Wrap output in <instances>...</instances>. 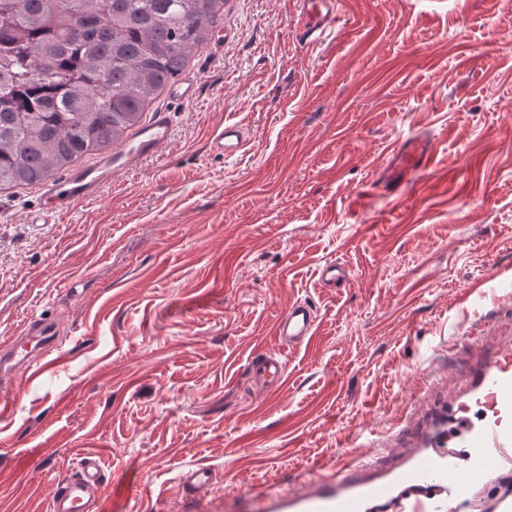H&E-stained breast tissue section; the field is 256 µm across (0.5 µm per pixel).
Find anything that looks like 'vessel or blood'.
<instances>
[{
	"label": "vessel or blood",
	"mask_w": 512,
	"mask_h": 512,
	"mask_svg": "<svg viewBox=\"0 0 512 512\" xmlns=\"http://www.w3.org/2000/svg\"><path fill=\"white\" fill-rule=\"evenodd\" d=\"M306 37L336 20V0H304ZM172 132L168 112L157 113L142 131L133 149H120L105 156L93 168L69 172L30 219L48 224L57 212L94 200L101 185L113 172L140 158L156 156ZM244 147L238 125L218 127L209 140L211 152L233 155ZM434 146L415 136L402 142L380 174L378 184L399 193L418 173L428 169ZM316 312L305 301L292 302L278 318L275 337L279 345L295 348L309 343L315 334ZM60 345L55 320L34 317L24 323L9 341L0 342V383L13 389L35 381L59 364L54 353ZM253 378L274 389L285 379V363L279 355L263 354L249 365ZM512 447V346L487 358L476 374L467 400L454 413L436 409L421 448L412 451L398 469L363 480L359 473L372 467L365 456L337 468L330 480L306 481L299 490L264 492L250 496L248 512H371L372 508H394L395 512H464L471 489L488 473L497 471L502 453ZM77 477L58 482L49 500L48 512H95L103 493V462L95 454L84 455ZM206 466L184 470V488L198 491L212 481Z\"/></svg>",
	"instance_id": "1"
}]
</instances>
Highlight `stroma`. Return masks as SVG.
Here are the masks:
<instances>
[{"label":"stroma","instance_id":"1","mask_svg":"<svg viewBox=\"0 0 512 512\" xmlns=\"http://www.w3.org/2000/svg\"><path fill=\"white\" fill-rule=\"evenodd\" d=\"M301 0H224V20L161 91L170 141L53 223L43 186L0 189V340L59 320L65 362L0 422V512H48L81 456L105 461L99 512H233L347 453L377 471L419 443L512 339V0H344L315 41ZM245 129L235 155L213 130ZM433 164L378 178L408 137ZM350 280L326 287L321 267ZM317 309L286 381L255 391L278 316ZM195 466L213 483L183 492ZM244 145L242 131L236 124L218 127L209 140L210 151L220 155H234Z\"/></svg>","mask_w":512,"mask_h":512}]
</instances>
